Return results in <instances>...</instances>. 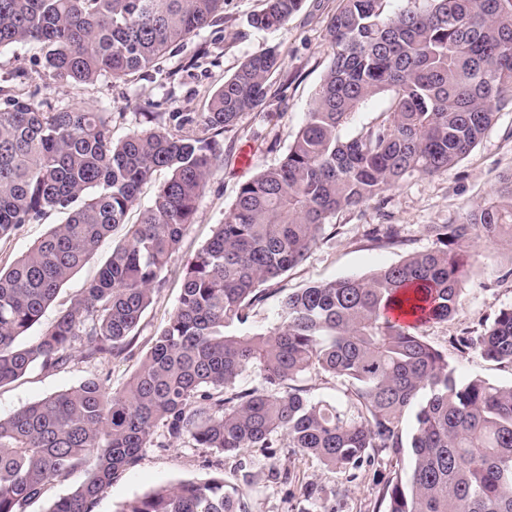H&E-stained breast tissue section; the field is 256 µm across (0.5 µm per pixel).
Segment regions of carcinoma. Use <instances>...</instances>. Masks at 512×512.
<instances>
[{
    "mask_svg": "<svg viewBox=\"0 0 512 512\" xmlns=\"http://www.w3.org/2000/svg\"><path fill=\"white\" fill-rule=\"evenodd\" d=\"M226 0H0V49L34 43L61 82L149 71L172 45L213 25ZM328 23L333 56L306 120L278 165L243 183L224 223L187 260L178 305L119 390L90 379L0 417V512H26L78 468L86 479L46 512H94L142 450L188 438L206 453L268 455L286 448L347 483L380 456L409 454L380 480L383 512H512V383L459 380L423 327L449 320L464 256L480 240L512 247V171L457 224H428L435 248L367 277L289 293L281 322L237 332L263 285L298 265L337 213L360 208L414 174L464 159L512 102V0H341ZM302 0H265L253 24L279 29ZM281 65L266 48L216 89L204 112H149L147 129L112 138V113L51 105L0 88V240L53 214L65 221L0 270V386L34 364L63 368L134 355L142 317L165 286L169 258L223 162L219 137L257 109ZM379 121L344 138L371 97ZM168 179L140 222L71 305L30 346L62 285L124 223L141 187ZM373 241L396 244L380 224ZM464 353L512 366V306ZM257 367L260 386L236 391ZM328 374L342 398L313 400L304 382ZM413 424L405 430L406 421ZM250 475L160 486L121 512H250Z\"/></svg>",
    "mask_w": 512,
    "mask_h": 512,
    "instance_id": "obj_1",
    "label": "carcinoma"
}]
</instances>
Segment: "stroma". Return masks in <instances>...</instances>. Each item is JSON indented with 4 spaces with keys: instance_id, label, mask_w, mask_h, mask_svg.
Listing matches in <instances>:
<instances>
[{
    "instance_id": "stroma-1",
    "label": "stroma",
    "mask_w": 512,
    "mask_h": 512,
    "mask_svg": "<svg viewBox=\"0 0 512 512\" xmlns=\"http://www.w3.org/2000/svg\"><path fill=\"white\" fill-rule=\"evenodd\" d=\"M340 5L341 0H303L300 10L285 26L261 31L253 27L251 20L262 9L263 0H228L223 15L212 26L173 46L149 72L119 81L102 77L92 83H57L45 76L38 46L0 50V79L10 78L14 94L105 109L112 114V137L116 140L145 127L144 115L148 112L205 111L211 93L249 56L264 48H277L284 59L281 70L267 84L261 106L244 114L234 128L225 132L224 164L208 181L182 247L169 262L165 288L154 294L144 314L143 341L134 357L87 360L77 355L57 371L33 367L20 380L0 387L1 416L88 379L106 381L115 389L126 383L147 351L146 337L160 329L177 306L183 265L211 237L214 225L223 223L240 185L277 165L303 125L332 56L327 24ZM509 171L511 106L498 113L495 124L473 151L447 171L433 177L414 175L385 192L382 199L337 213L334 227L326 228L304 260L272 281L264 301L242 324V331L260 333L276 325L283 297L295 289L343 277H364L397 264L408 253L432 249L434 242L425 231L426 225L459 222L468 210L488 199L498 176ZM61 220V215H50L38 223L22 225L10 239L1 241L0 267L13 263ZM370 224L401 225L406 245L368 240L363 232ZM125 233V226L118 227L101 242L61 288L40 323L24 336L25 344L35 343L58 312L85 288ZM470 263L454 316L429 324L424 334L430 344L447 351L448 361L460 380L482 378L506 385L512 383V366L487 361L473 351L458 352L450 348L448 339L479 331L482 322L493 318L499 309L512 306V277L507 274L512 268V248L500 242H480ZM243 465L251 472L247 488L251 512H312L313 506L301 490L306 483L323 489L324 500L334 512H377L381 486L374 481V473L391 477L408 468L409 463L382 457L373 469L361 470L357 480L344 484L316 461L288 455L284 450L272 458L258 451L234 458L203 453L184 440L166 451L143 449L138 464L112 483L99 498L94 512H119L127 501L163 485L220 474L232 481ZM273 467L294 471L297 484L271 482L268 472Z\"/></svg>"
}]
</instances>
